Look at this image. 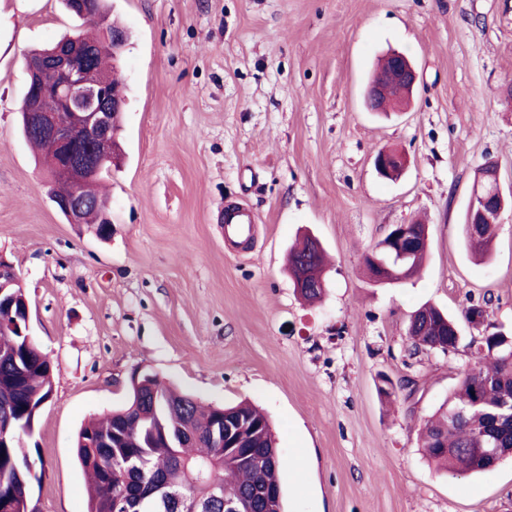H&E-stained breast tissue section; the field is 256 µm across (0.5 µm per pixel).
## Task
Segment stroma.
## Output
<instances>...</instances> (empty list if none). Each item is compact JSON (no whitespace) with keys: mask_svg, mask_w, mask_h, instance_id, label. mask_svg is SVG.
I'll list each match as a JSON object with an SVG mask.
<instances>
[{"mask_svg":"<svg viewBox=\"0 0 512 512\" xmlns=\"http://www.w3.org/2000/svg\"><path fill=\"white\" fill-rule=\"evenodd\" d=\"M127 33L120 145L105 179L112 231L68 223L20 129L26 53L80 29L61 0H0V257L29 301L53 394L31 434L37 512H87L75 438L124 405L142 367L205 404L247 400L269 417L287 512H512V462L446 476L420 428L474 364L462 314L512 333V212L492 255L462 234L479 168L512 186V0H109ZM419 80L405 112L367 111L377 58ZM408 157L394 181L379 150ZM246 202L250 240L222 214ZM423 219L418 277L373 284L363 256ZM314 235L330 264L310 304L289 246ZM458 324L456 353L411 354L414 312ZM395 382L391 398L381 379ZM224 237L247 239L257 224L256 214L246 205L233 203L224 207Z\"/></svg>","mask_w":512,"mask_h":512,"instance_id":"1","label":"stroma"}]
</instances>
